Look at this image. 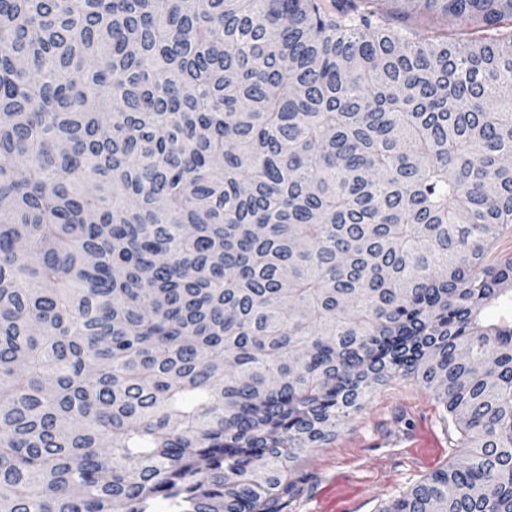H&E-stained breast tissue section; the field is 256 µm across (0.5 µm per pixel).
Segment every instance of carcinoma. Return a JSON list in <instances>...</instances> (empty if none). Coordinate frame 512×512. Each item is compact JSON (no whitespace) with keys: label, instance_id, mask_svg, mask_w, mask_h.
I'll return each instance as SVG.
<instances>
[{"label":"carcinoma","instance_id":"1","mask_svg":"<svg viewBox=\"0 0 512 512\" xmlns=\"http://www.w3.org/2000/svg\"><path fill=\"white\" fill-rule=\"evenodd\" d=\"M510 151L512 0H0V512H284L396 375L383 512H512ZM434 437L441 439L445 452L432 463V456L442 452L436 440L434 448L417 450L432 463L427 466L409 445ZM459 437L443 406L422 384L412 377H392L377 386L364 409L345 421L332 442L299 455L292 464L295 491L287 512H310L315 502V512H347L336 505L350 499L351 492L336 485L337 479L361 488L357 512H378L393 496L458 462Z\"/></svg>","mask_w":512,"mask_h":512}]
</instances>
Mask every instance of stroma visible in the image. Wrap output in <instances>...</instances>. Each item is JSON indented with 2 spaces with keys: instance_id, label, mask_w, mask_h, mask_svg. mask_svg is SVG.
Segmentation results:
<instances>
[{
  "instance_id": "stroma-1",
  "label": "stroma",
  "mask_w": 512,
  "mask_h": 512,
  "mask_svg": "<svg viewBox=\"0 0 512 512\" xmlns=\"http://www.w3.org/2000/svg\"><path fill=\"white\" fill-rule=\"evenodd\" d=\"M440 438L441 458L425 465L412 446ZM460 434L443 406L416 379L395 376L377 386L365 407L346 420L336 438L299 455L288 512H310L329 480L357 485L358 512H380L395 495L460 459Z\"/></svg>"
}]
</instances>
